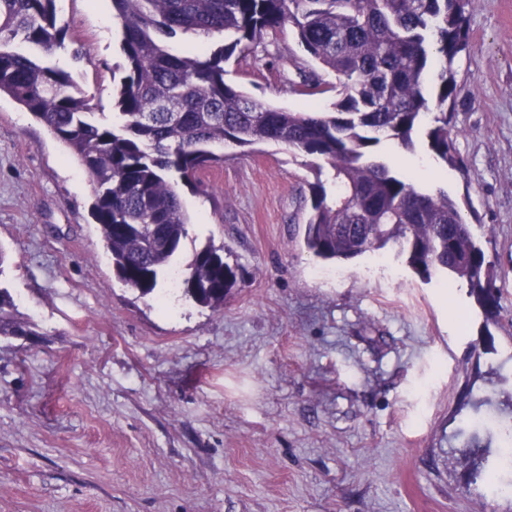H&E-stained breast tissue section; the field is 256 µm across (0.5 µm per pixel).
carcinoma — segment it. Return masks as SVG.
I'll return each mask as SVG.
<instances>
[{
  "label": "carcinoma",
  "instance_id": "carcinoma-1",
  "mask_svg": "<svg viewBox=\"0 0 512 512\" xmlns=\"http://www.w3.org/2000/svg\"><path fill=\"white\" fill-rule=\"evenodd\" d=\"M468 0H112L127 61L115 120L92 118L69 72L42 61L64 47L68 27L55 0H0V93L11 96L78 161L93 186L92 216L117 277L141 295L187 234L190 217L172 177L191 184L222 161L213 147L274 142L329 166L310 184L303 246L348 260L392 244L426 280L465 281L486 314L498 311L492 264L448 192H425L417 174L373 155L380 136L428 147L456 164L448 105L458 93V55L469 50ZM289 26L313 60L336 74L327 112H289L225 80L224 64ZM220 37L185 55L165 39ZM436 71L432 96L424 83ZM224 248L196 253L185 294L224 306L238 268ZM15 304L0 288V335L23 336Z\"/></svg>",
  "mask_w": 512,
  "mask_h": 512
}]
</instances>
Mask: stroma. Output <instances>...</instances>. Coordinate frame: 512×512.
Returning <instances> with one entry per match:
<instances>
[{"mask_svg":"<svg viewBox=\"0 0 512 512\" xmlns=\"http://www.w3.org/2000/svg\"><path fill=\"white\" fill-rule=\"evenodd\" d=\"M88 50L52 57L96 118L125 74L110 0H55ZM449 125L459 161L413 148L420 186L454 199L494 264L499 310L446 291L389 247L324 261L296 235L309 159L276 143L221 147L179 185L190 216L170 271L143 297L116 276L66 147L0 95V287L27 335L0 336V512H512L475 471L512 416V0H469ZM225 79L294 112L337 79L285 30L230 60ZM229 248L241 281L223 308L174 291L196 252Z\"/></svg>","mask_w":512,"mask_h":512,"instance_id":"35a3bbf8","label":"stroma"}]
</instances>
